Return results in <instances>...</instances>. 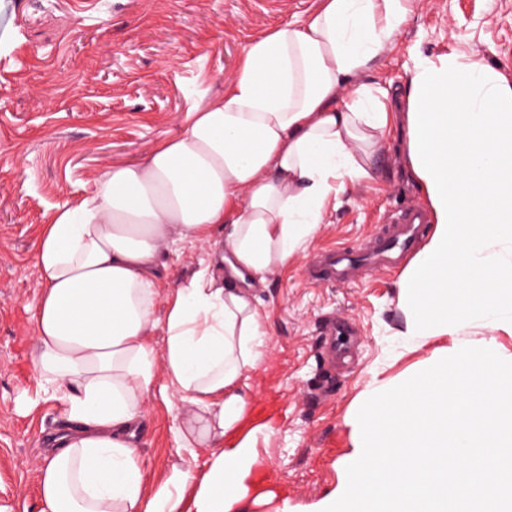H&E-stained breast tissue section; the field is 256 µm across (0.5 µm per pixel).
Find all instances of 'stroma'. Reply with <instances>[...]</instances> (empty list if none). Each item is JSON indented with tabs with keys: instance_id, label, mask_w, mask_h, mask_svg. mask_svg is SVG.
Listing matches in <instances>:
<instances>
[{
	"instance_id": "35a3bbf8",
	"label": "stroma",
	"mask_w": 512,
	"mask_h": 512,
	"mask_svg": "<svg viewBox=\"0 0 512 512\" xmlns=\"http://www.w3.org/2000/svg\"><path fill=\"white\" fill-rule=\"evenodd\" d=\"M316 0H0V512H35L50 438L68 429L65 407L33 375L34 264L40 229L56 205L82 197L97 173L131 164L179 134L188 109L224 89L246 43L303 18ZM457 55L512 81V0H417L393 42L364 74L397 112L418 56ZM397 121L368 174L346 183L323 224L288 265L252 293L266 338L250 373L243 431L259 457V490L315 512L343 476L354 446L351 414L362 394L416 372L435 348L512 333L471 320L448 335L403 336L402 271L336 285L306 266L322 247L360 252L399 209L425 206ZM208 244L180 242L162 256L156 319L170 294L205 263ZM161 392L149 395L138 432L149 482L172 466L203 470L173 434Z\"/></svg>"
}]
</instances>
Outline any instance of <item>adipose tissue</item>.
<instances>
[{
    "label": "adipose tissue",
    "mask_w": 512,
    "mask_h": 512,
    "mask_svg": "<svg viewBox=\"0 0 512 512\" xmlns=\"http://www.w3.org/2000/svg\"><path fill=\"white\" fill-rule=\"evenodd\" d=\"M414 0H317L248 42L224 92L141 161L103 169L43 224L32 368L67 406L38 484V512H247L257 463L236 433L263 324L242 275L264 283L318 231L337 186L367 174L389 125L359 75ZM405 137L435 230L400 284L405 335L481 317L512 332V83L453 54L419 57ZM213 243L170 302L154 305L165 247ZM163 327V351L150 341ZM183 404L177 433L209 452L203 477L150 484L135 428L157 362Z\"/></svg>",
    "instance_id": "adipose-tissue-1"
}]
</instances>
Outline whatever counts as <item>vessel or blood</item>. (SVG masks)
Segmentation results:
<instances>
[{
	"label": "vessel or blood",
	"mask_w": 512,
	"mask_h": 512,
	"mask_svg": "<svg viewBox=\"0 0 512 512\" xmlns=\"http://www.w3.org/2000/svg\"><path fill=\"white\" fill-rule=\"evenodd\" d=\"M426 222L419 209H400L385 224L382 235L372 239L362 254L355 256L336 248L319 251L306 267L307 276L316 283L333 284L367 276L377 269L394 268L399 258L413 250Z\"/></svg>",
	"instance_id": "vessel-or-blood-1"
}]
</instances>
